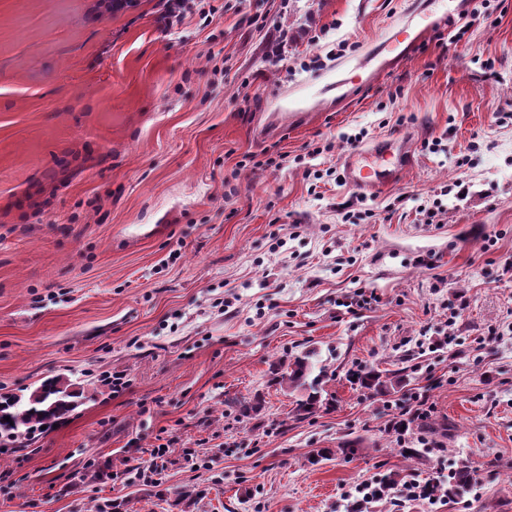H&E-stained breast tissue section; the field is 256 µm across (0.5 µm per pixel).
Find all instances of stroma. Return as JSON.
<instances>
[{
	"instance_id": "stroma-1",
	"label": "stroma",
	"mask_w": 512,
	"mask_h": 512,
	"mask_svg": "<svg viewBox=\"0 0 512 512\" xmlns=\"http://www.w3.org/2000/svg\"><path fill=\"white\" fill-rule=\"evenodd\" d=\"M210 5L169 28L156 0H0V401L51 378L75 394L0 453V512H348L363 481L462 465L467 493L395 487L385 512H512V0L493 22L434 0ZM411 31L412 52L378 53ZM396 132L413 162L395 183L312 187L350 136ZM347 205L370 218L343 223ZM310 349L326 405L301 420L271 371ZM371 367L403 387L360 389ZM419 396L430 415L398 433Z\"/></svg>"
}]
</instances>
